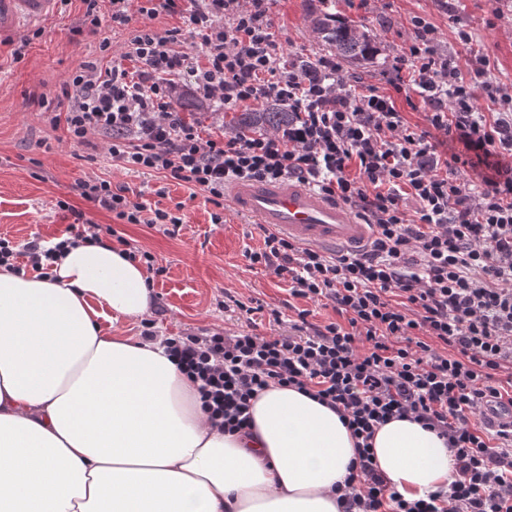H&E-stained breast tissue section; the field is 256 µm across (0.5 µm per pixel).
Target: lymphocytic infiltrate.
Instances as JSON below:
<instances>
[{
    "instance_id": "lymphocytic-infiltrate-1",
    "label": "lymphocytic infiltrate",
    "mask_w": 512,
    "mask_h": 512,
    "mask_svg": "<svg viewBox=\"0 0 512 512\" xmlns=\"http://www.w3.org/2000/svg\"><path fill=\"white\" fill-rule=\"evenodd\" d=\"M83 0V22L98 27L100 5L113 23L183 13L182 26H142L128 40L127 64L80 66L71 79L68 139H111L113 162L191 184L215 206L237 182L296 180L347 205L371 226L361 249L329 256L264 232L251 264L287 278L293 298L332 305L337 321L302 323L294 336L249 331L169 336L170 358L197 383L204 411L229 433L248 432L251 403L269 386L294 388L330 407L355 440L342 512H512V423L471 426L473 415L512 407V170L461 181L435 145L411 131L392 97L356 87L336 58L285 62L271 0ZM414 41L393 56V86L419 98L430 122L480 158L512 153V84L492 81L491 65L437 53L434 26L413 18ZM190 42L199 56L177 51ZM219 95L225 109L278 102L295 118L276 134L201 136L177 112L175 82ZM497 107L486 114L478 98ZM78 195L127 224L180 228L101 179ZM416 204L407 210L406 201ZM55 247L16 250L0 238V267L48 270L70 246L97 244L84 211ZM408 419L444 440L453 461L448 487L408 501L373 462L377 429Z\"/></svg>"
}]
</instances>
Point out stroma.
I'll return each mask as SVG.
<instances>
[{
  "instance_id": "obj_1",
  "label": "stroma",
  "mask_w": 512,
  "mask_h": 512,
  "mask_svg": "<svg viewBox=\"0 0 512 512\" xmlns=\"http://www.w3.org/2000/svg\"><path fill=\"white\" fill-rule=\"evenodd\" d=\"M332 12L375 35L380 51L373 63H344L343 74L359 79L380 93L393 96L397 109L417 133L452 154L461 144L446 138L428 120L421 102H407L390 83L392 57L414 38L413 17H421L440 34L443 54L460 50L458 30L470 33L474 46L489 58L501 81L512 80V0H274L271 19L285 50L303 58L324 52L311 20ZM84 7L70 0L52 18L21 24L0 38V236L14 244L49 242L60 236L70 218L58 208L64 200L82 209L87 219L113 225L131 246L150 252L162 270L152 282L153 304L148 314L160 336L212 332H255L263 336L292 334L299 310H309V322L336 320L332 306L305 299L290 300L287 279L251 266L250 251L262 245L253 219L230 208L217 209L204 192L163 174L123 169L112 161L107 139L95 135L90 144H71L64 127H52L44 108L63 113V93L71 73L84 63L101 61L102 40L112 44L111 60H120L132 29L149 24L162 31L180 25L179 16L162 14L149 20L133 14L129 26H113L102 18L97 31L81 30ZM23 57H15L18 45ZM87 179H106L126 188L128 196L148 208L178 211L183 224L177 233L145 224H124L110 213L79 198L74 186ZM220 223H213V214ZM254 307L253 316L242 305Z\"/></svg>"
}]
</instances>
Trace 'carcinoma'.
Here are the masks:
<instances>
[{
    "label": "carcinoma",
    "instance_id": "carcinoma-1",
    "mask_svg": "<svg viewBox=\"0 0 512 512\" xmlns=\"http://www.w3.org/2000/svg\"><path fill=\"white\" fill-rule=\"evenodd\" d=\"M313 30L336 55L351 62L364 63L377 56L378 47L366 27L339 20L334 14H321L313 20ZM293 113L271 102L259 112H243L226 126L241 136L264 134L288 126Z\"/></svg>",
    "mask_w": 512,
    "mask_h": 512
}]
</instances>
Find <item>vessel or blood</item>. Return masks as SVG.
I'll use <instances>...</instances> for the list:
<instances>
[{
	"mask_svg": "<svg viewBox=\"0 0 512 512\" xmlns=\"http://www.w3.org/2000/svg\"><path fill=\"white\" fill-rule=\"evenodd\" d=\"M57 0H0V36L23 20L40 21L54 13ZM231 206L256 223L321 248H356L371 238L363 224L336 200L285 182L278 185L239 183L228 192Z\"/></svg>",
	"mask_w": 512,
	"mask_h": 512,
	"instance_id": "vessel-or-blood-1",
	"label": "vessel or blood"
}]
</instances>
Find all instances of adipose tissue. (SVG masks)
<instances>
[{
  "label": "adipose tissue",
  "mask_w": 512,
  "mask_h": 512,
  "mask_svg": "<svg viewBox=\"0 0 512 512\" xmlns=\"http://www.w3.org/2000/svg\"><path fill=\"white\" fill-rule=\"evenodd\" d=\"M151 305L144 268L107 244L68 248L45 278L0 268V512H340L355 450L338 414L274 386L250 435L212 426L160 341L99 323ZM372 452L406 500L451 481L417 422L382 425Z\"/></svg>",
  "instance_id": "obj_1"
}]
</instances>
